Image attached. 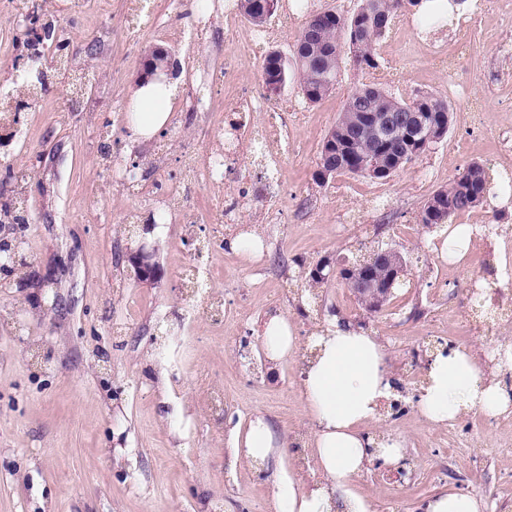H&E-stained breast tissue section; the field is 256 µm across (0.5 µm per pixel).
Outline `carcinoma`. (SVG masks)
<instances>
[{
  "label": "carcinoma",
  "instance_id": "obj_1",
  "mask_svg": "<svg viewBox=\"0 0 512 512\" xmlns=\"http://www.w3.org/2000/svg\"><path fill=\"white\" fill-rule=\"evenodd\" d=\"M420 0H361L351 19L334 10L313 13L309 16L298 37L292 57H282L269 52L262 65V81L268 93L279 95L286 88L295 86L303 98L317 103L338 84L344 54L351 53L357 69L378 68L374 47L384 36L391 22L403 14L406 5L417 6ZM244 17L260 26L270 18L257 5V0H242ZM30 22L42 30L36 40H26L23 47H32L43 40L54 45L50 60L40 55L27 56V67L14 68L15 80L23 81L32 89L47 90L44 70H54L66 77L67 69L78 67L77 56L70 53V43L58 35L54 20L40 7L30 13ZM416 114L424 127L436 126L448 130L450 108L448 100L423 94L408 100H398L376 84H361L353 88L346 99L343 112L323 140L317 158L314 180L318 184L326 178L340 174L373 180H385L396 173L395 162L402 159L410 164L425 153L430 145L416 140L415 131L407 118ZM380 159L374 168L364 166L368 156ZM24 173L7 170L5 181L0 183V224H25L27 219L15 214L12 200L6 197L4 186L12 181H22ZM488 175L478 162L469 164L445 189L434 192L424 203L419 221L427 228L444 224L458 213L481 205L489 194ZM385 248L377 247L365 266L351 272L341 269L338 278L358 302L369 311L376 306L382 288L389 278V262L381 257Z\"/></svg>",
  "mask_w": 512,
  "mask_h": 512
}]
</instances>
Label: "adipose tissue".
<instances>
[{"instance_id": "ef3b65f1", "label": "adipose tissue", "mask_w": 512, "mask_h": 512, "mask_svg": "<svg viewBox=\"0 0 512 512\" xmlns=\"http://www.w3.org/2000/svg\"><path fill=\"white\" fill-rule=\"evenodd\" d=\"M177 79L138 84L130 93L127 130L131 143L155 137L171 121L170 102ZM269 367L296 355L301 347L287 315L266 313L260 332ZM314 353L304 367L301 396L314 422L310 445L319 477L273 483L274 512H373L368 498L354 487L355 477L375 460L394 465L402 458L397 439L378 441L364 426L376 420L394 393V380L379 341L332 318L315 336ZM420 415L430 424L445 425L479 411L489 416L512 412V389L490 378L473 352L456 350L430 362L417 400ZM279 445L265 417L254 416L232 435L235 454L255 461L268 458Z\"/></svg>"}]
</instances>
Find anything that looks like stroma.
<instances>
[{
  "instance_id": "stroma-1",
  "label": "stroma",
  "mask_w": 512,
  "mask_h": 512,
  "mask_svg": "<svg viewBox=\"0 0 512 512\" xmlns=\"http://www.w3.org/2000/svg\"><path fill=\"white\" fill-rule=\"evenodd\" d=\"M93 90L72 102L71 82L49 76L48 90L20 114L22 148L0 155L6 169H27L20 198L26 226L18 230L28 267L25 288L0 272V512H274L277 476L317 478L308 443L314 429L300 395L313 336L330 317L376 337L399 381L395 405L384 406L370 434L402 440L400 467L367 465L354 484L374 512H422L443 492L481 497L487 512H512V414L472 412L453 426L420 416L415 396L438 351L484 353L512 342V281L495 267L512 264V206L492 201L452 216L455 224L483 219L501 225L502 258L471 246L465 267L434 251L438 228L419 224V212L438 189L472 162L488 173L512 167L503 136L512 137V40L501 13L512 0L481 15L468 34L464 78L477 111L451 103L450 127L439 143L386 181L341 175L316 184L322 142L349 91L371 82L345 60L335 90L316 103L290 89L280 99L305 113L293 137L300 151L280 168L284 201L307 202L311 214L285 224L265 223L247 209L243 223L258 227L264 256L248 260L228 249L223 225L206 214L212 195L200 192L197 221L182 223L166 192L135 193L112 179L113 166L161 168L180 176L186 153H203L230 120L223 101L210 111L174 106L163 133L130 145L126 95L140 80L149 50L169 49L188 73L217 55L208 36L177 44L153 30L126 36L125 0H47ZM31 0H0V82L22 50L21 20ZM457 28L423 38L420 30L390 26L376 46L380 70L396 68L394 96L448 94V77L432 66L431 51L454 53ZM385 190L388 209L374 211L372 190ZM160 217V277L138 282L124 258L138 225ZM407 261L404 286L379 311L360 307L331 278L309 296L308 270L320 259L334 267L366 257L377 246ZM479 277L483 295L467 298L461 285ZM293 318L301 350L268 368L259 347L267 312ZM224 394L214 411L211 394ZM264 415L288 442L267 462L233 455L226 441L235 426Z\"/></svg>"
}]
</instances>
